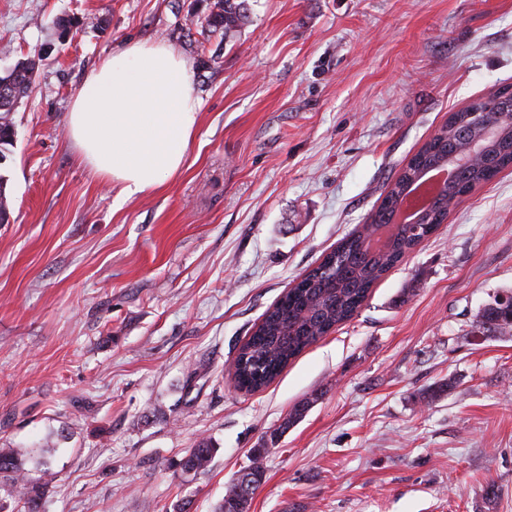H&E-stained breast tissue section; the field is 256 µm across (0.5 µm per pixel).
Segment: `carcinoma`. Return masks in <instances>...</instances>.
<instances>
[{"mask_svg": "<svg viewBox=\"0 0 512 512\" xmlns=\"http://www.w3.org/2000/svg\"><path fill=\"white\" fill-rule=\"evenodd\" d=\"M248 19L246 0H215L207 23L224 39H233ZM37 68L34 59L0 72V159L3 147L14 140V124L9 116L31 88ZM482 145L480 156L465 160L473 144ZM459 160L452 180L444 185L436 200L422 210L420 222L395 221L404 206L409 188L424 172ZM512 165V85L502 86L466 108L452 113L420 150L387 185L375 211L355 233L343 239L319 265L270 308L248 340L239 348L233 378L238 389L261 390L273 383L306 348L318 342L338 325L350 320L362 307L371 288L405 256L435 232L450 207L464 195L492 181ZM479 327L489 333L512 331V308L494 299L482 309ZM311 401L295 406L272 438L285 432L307 412ZM47 450L40 453L43 477L33 480L26 463L33 459L23 448L0 447V512H41L52 476ZM217 448L201 439L181 457L177 467L184 475L205 472ZM263 449L253 450L247 467L248 480L233 479L215 512H248L253 491L265 479Z\"/></svg>", "mask_w": 512, "mask_h": 512, "instance_id": "cac0c4a2", "label": "carcinoma"}]
</instances>
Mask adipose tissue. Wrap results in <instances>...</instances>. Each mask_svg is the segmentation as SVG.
Returning a JSON list of instances; mask_svg holds the SVG:
<instances>
[{
	"instance_id": "ef3b65f1",
	"label": "adipose tissue",
	"mask_w": 512,
	"mask_h": 512,
	"mask_svg": "<svg viewBox=\"0 0 512 512\" xmlns=\"http://www.w3.org/2000/svg\"><path fill=\"white\" fill-rule=\"evenodd\" d=\"M200 101L183 56L164 41H130L85 78L67 115L81 159L117 198L181 173Z\"/></svg>"
}]
</instances>
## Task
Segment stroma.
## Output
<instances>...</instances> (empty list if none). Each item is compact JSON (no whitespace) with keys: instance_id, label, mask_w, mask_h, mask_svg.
Returning <instances> with one entry per match:
<instances>
[{"instance_id":"obj_1","label":"stroma","mask_w":512,"mask_h":512,"mask_svg":"<svg viewBox=\"0 0 512 512\" xmlns=\"http://www.w3.org/2000/svg\"><path fill=\"white\" fill-rule=\"evenodd\" d=\"M210 2L0 0V71L41 58L0 161V446L53 447L42 512H214L259 446L249 512H512V333L477 327L512 291V168L272 384L232 380L449 113L512 85V0H248L229 43ZM133 38L180 52L201 112L184 170L123 202L66 114ZM216 453L217 449L210 440L201 439L195 448H191L186 455L179 459L176 466L182 474L196 476L209 468Z\"/></svg>"}]
</instances>
